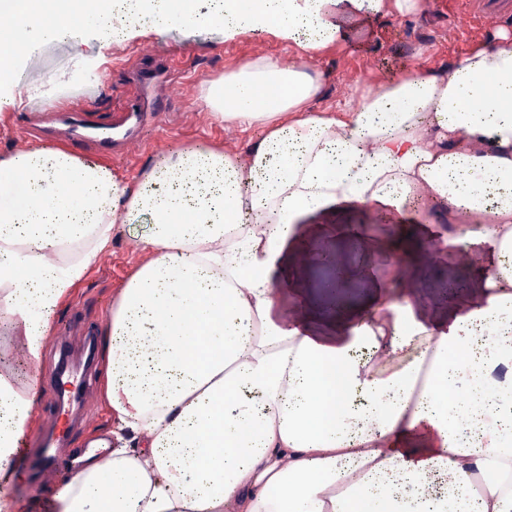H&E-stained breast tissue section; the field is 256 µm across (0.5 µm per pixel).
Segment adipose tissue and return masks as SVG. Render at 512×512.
Wrapping results in <instances>:
<instances>
[{"mask_svg":"<svg viewBox=\"0 0 512 512\" xmlns=\"http://www.w3.org/2000/svg\"><path fill=\"white\" fill-rule=\"evenodd\" d=\"M0 0L31 17L26 52L69 15L120 41L139 29L268 32L314 53L388 0ZM276 84L283 93L265 103ZM319 75L260 58L212 84L218 120L265 134L238 158L171 151L136 182L59 148L0 158V311L38 364L61 302L119 224H151L149 259L103 333L109 438L73 455L53 512H512V44L449 71L415 70L357 112H313ZM428 186L462 223L439 247L486 245L493 269L466 302L418 315L412 290L376 289L357 310L278 303L316 232L308 218L372 208L401 218ZM368 250L417 268L421 237L394 225ZM39 392L0 372V512Z\"/></svg>","mask_w":512,"mask_h":512,"instance_id":"obj_1","label":"adipose tissue"}]
</instances>
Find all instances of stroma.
Segmentation results:
<instances>
[{"label":"stroma","mask_w":512,"mask_h":512,"mask_svg":"<svg viewBox=\"0 0 512 512\" xmlns=\"http://www.w3.org/2000/svg\"><path fill=\"white\" fill-rule=\"evenodd\" d=\"M500 13L497 25L464 33L450 0H419L417 12L393 8L377 20L356 23L346 44L328 46L311 56V71L320 73L323 79V93L315 109H355L389 81L413 69H445L474 47L498 42L501 33L512 36V4L501 5ZM154 48L165 55L173 76H197L195 95L188 100L160 102L155 114L140 128L137 147L118 141L111 149L101 150L62 139L57 140V147L106 164L131 181L176 147H214L243 156L248 143L262 135V127L236 129L234 142L226 143L224 123L215 120L204 103L206 89L237 71L245 61L271 57L288 65L302 54L297 45L283 44L267 32H246L227 42L215 33L147 30L130 40L113 42L95 30H81L65 40L42 44L34 54L16 57L14 82L0 86V156L31 147L24 136L29 85H42L45 97L60 100L63 107L82 102L92 115L108 118L133 103L140 72L155 65L149 55ZM143 229L140 223L115 226L112 240L98 262L62 303L57 328L79 324L101 332L113 299L149 258L140 245ZM321 239L331 250L349 256L367 271L366 277L348 283L349 302H366L377 285L397 289L399 278L386 253L352 251L329 232ZM470 252V247L456 246L426 264L419 276L417 298L426 301L432 311L444 309L450 297L447 270L452 267L464 277H471L475 267L465 261ZM0 361L8 363L16 383H24L35 371L42 375L43 396L27 432L23 471L10 491L31 502L32 512H44L42 500L58 488L61 467L52 465L48 477L40 482L34 480L33 468L40 454L37 435L55 412L50 378L55 360L46 355L38 366H31L19 336L5 322L0 323ZM100 381L96 374L88 384L82 418L68 432V450L85 451L89 440L105 436L112 428Z\"/></svg>","instance_id":"35a3bbf8"}]
</instances>
